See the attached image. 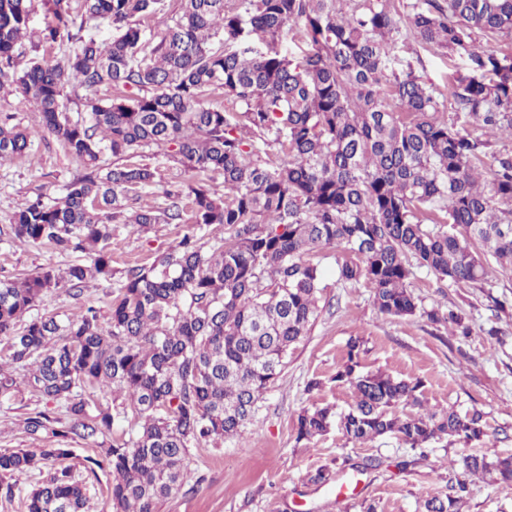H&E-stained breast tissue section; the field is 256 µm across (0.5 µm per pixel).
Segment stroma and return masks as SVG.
Instances as JSON below:
<instances>
[{
  "mask_svg": "<svg viewBox=\"0 0 512 512\" xmlns=\"http://www.w3.org/2000/svg\"><path fill=\"white\" fill-rule=\"evenodd\" d=\"M45 16L42 0H35L29 20L34 38L16 46L18 68L46 54L62 56L63 45L42 36ZM394 55L393 70L413 69L436 89L443 104L448 101L449 78L471 68L467 55L438 50L406 30L397 39ZM3 117L30 132L31 146L24 156L0 165V225L10 223L17 211L35 199L48 203L61 199L66 184L83 170L82 162L60 141L40 132V114L32 101L15 93L0 94ZM188 233L209 248L222 239L224 230L195 224L124 229L112 240V267L121 272L153 262ZM89 259L86 253L4 241L0 242V278H22L46 266L63 269ZM320 261L325 306L265 394L256 421L223 447L192 449L186 488L161 501L158 512H363L367 503L374 504L376 512H421L425 497L450 493L457 480L465 478L463 456L512 454V321L503 326L502 343L491 342L483 332L490 316L484 295L450 285L419 268L410 278V289L422 307L469 305L470 335H456L448 324L428 323L419 314L392 319L379 312L369 288L338 283L334 251H324ZM110 288L108 281H93L77 300L54 290L35 312L64 316L93 306L104 315L109 310ZM356 337L364 342V369L423 381L424 408L482 410L487 421L482 442L472 448L433 444L420 455L392 436L359 445L337 429L308 441L297 440L294 425L302 408L325 403L342 407L351 402V390L336 386L333 377L346 358L349 340ZM313 379L320 386L311 391L307 384ZM36 407L54 411L58 405L28 393L0 394V448H36V440L23 424L27 412ZM371 458L378 459V466L367 467ZM321 467L330 468L332 481L309 482V475ZM468 481L460 512H512V492L480 478Z\"/></svg>",
  "mask_w": 512,
  "mask_h": 512,
  "instance_id": "stroma-1",
  "label": "stroma"
}]
</instances>
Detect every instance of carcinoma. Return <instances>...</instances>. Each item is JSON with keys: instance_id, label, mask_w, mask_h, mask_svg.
<instances>
[{"instance_id": "1", "label": "carcinoma", "mask_w": 512, "mask_h": 512, "mask_svg": "<svg viewBox=\"0 0 512 512\" xmlns=\"http://www.w3.org/2000/svg\"><path fill=\"white\" fill-rule=\"evenodd\" d=\"M34 0H0V93L33 101L44 132L82 161L84 173L53 203L37 200L0 225V239L49 244L60 252L93 247L88 264L60 274L52 266L23 280L0 281V394L25 388L62 403L27 413L30 437L44 448L0 449V492L36 471L27 512H91L73 469L57 462L71 444L93 441L86 462L112 473L109 512H157L188 478L193 448H220L251 423L259 402L288 366L324 297L311 256L336 250L338 281L370 288L380 313L416 315L408 289L413 267L467 288H482L492 267L512 273V55L485 53L474 36L512 42V0H412L401 17L394 0H81L92 20L112 25V40L71 44L63 59L19 70L18 42L30 35ZM48 4L47 36L72 40L70 0ZM161 29L141 39L134 23ZM420 41L472 62L448 81L453 118L438 117V93L413 71L388 78L401 26ZM308 50H278L284 30ZM112 97L93 96L100 88ZM70 91L87 116L62 102ZM216 91L224 104L210 106ZM473 124L463 133L458 123ZM276 145V162L263 158ZM24 130L0 123V163L23 155ZM161 153L191 172L196 185L166 191L164 207L132 205L156 183L133 155ZM492 162L479 172L483 159ZM222 179L224 194L212 190ZM224 227L209 250L186 235L149 265L115 279L109 319L89 306L63 319L24 316L53 289L78 298L92 279H114L112 237L151 224ZM486 334L512 317V304L487 294ZM461 335L459 307L423 310ZM363 343H348L334 381L352 390L345 410L302 409L296 440L336 427L365 443L394 435L410 448L446 440L479 442L483 411L417 412L419 380L361 370ZM131 425L127 439L112 430ZM465 474L492 476L512 489V455L463 458ZM467 482L423 501V512H459Z\"/></svg>"}]
</instances>
